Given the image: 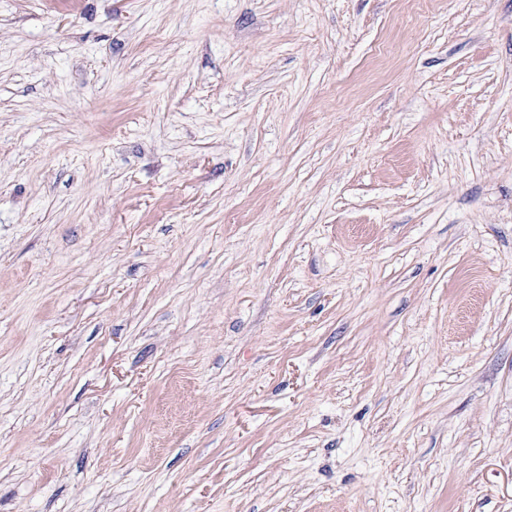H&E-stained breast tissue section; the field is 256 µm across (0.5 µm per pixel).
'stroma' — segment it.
<instances>
[{
  "label": "stroma",
  "instance_id": "obj_1",
  "mask_svg": "<svg viewBox=\"0 0 512 512\" xmlns=\"http://www.w3.org/2000/svg\"><path fill=\"white\" fill-rule=\"evenodd\" d=\"M0 512H512V0H0Z\"/></svg>",
  "mask_w": 512,
  "mask_h": 512
}]
</instances>
